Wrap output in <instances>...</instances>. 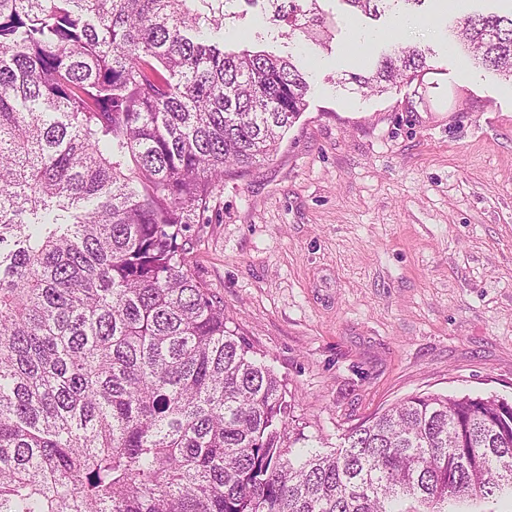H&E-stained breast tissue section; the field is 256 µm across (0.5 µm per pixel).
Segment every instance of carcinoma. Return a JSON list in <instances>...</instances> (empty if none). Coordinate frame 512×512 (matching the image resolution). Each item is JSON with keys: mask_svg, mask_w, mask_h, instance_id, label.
Here are the masks:
<instances>
[{"mask_svg": "<svg viewBox=\"0 0 512 512\" xmlns=\"http://www.w3.org/2000/svg\"><path fill=\"white\" fill-rule=\"evenodd\" d=\"M321 0H0V512H497L512 401L419 394L331 448L196 279L212 188L277 154L310 85L205 37L261 6L324 47ZM367 17L399 3L341 0ZM512 80V14L456 20ZM396 45L359 89L427 70Z\"/></svg>", "mask_w": 512, "mask_h": 512, "instance_id": "carcinoma-1", "label": "carcinoma"}]
</instances>
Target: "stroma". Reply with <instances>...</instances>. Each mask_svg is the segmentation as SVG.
Segmentation results:
<instances>
[{
  "instance_id": "35a3bbf8",
  "label": "stroma",
  "mask_w": 512,
  "mask_h": 512,
  "mask_svg": "<svg viewBox=\"0 0 512 512\" xmlns=\"http://www.w3.org/2000/svg\"><path fill=\"white\" fill-rule=\"evenodd\" d=\"M329 48L302 55L308 108L277 155L215 186L191 225L196 278L296 399L306 434L342 430L416 394L512 400V82L452 36L512 0H437L356 20L339 0ZM262 50L301 55L260 10ZM428 51L378 95L344 83L391 45Z\"/></svg>"
}]
</instances>
